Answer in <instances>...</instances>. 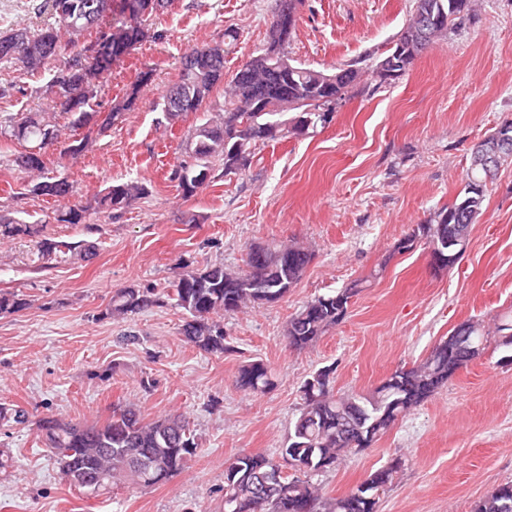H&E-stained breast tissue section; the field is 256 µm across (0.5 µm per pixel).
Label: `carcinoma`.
<instances>
[{
  "label": "carcinoma",
  "instance_id": "carcinoma-1",
  "mask_svg": "<svg viewBox=\"0 0 512 512\" xmlns=\"http://www.w3.org/2000/svg\"><path fill=\"white\" fill-rule=\"evenodd\" d=\"M122 2V12L128 13V18L115 29L103 27L112 0H43L40 9L54 19L50 26L40 30L16 27L0 33V63L31 74L59 63L44 93L51 96L53 108L68 117L74 130L112 126L136 104L141 88L153 81V70L146 68L123 101L104 115L94 109L100 79L114 61L144 39L161 37L158 32L149 33V21L171 5V0ZM289 2L291 13L277 11L272 17L268 48L250 57L227 81L224 56L235 48L234 31L226 30L224 40L194 46L183 54L178 77L162 97V111L169 119L201 110L210 104L213 89L224 85V104L216 110L218 119H208L194 128L185 139V159L173 168V179L184 197H193L206 186L213 161H222L226 175L246 169L254 146L285 138L295 130L316 127L321 112L334 109L336 102L358 83L359 70L349 66L336 68L340 77L329 83L327 73L288 57L301 0ZM412 2L410 18L392 46L400 50L396 60L401 62L399 69L404 74L425 50L445 36L449 26L471 22L476 11L475 0ZM62 14L70 16L71 26L60 24ZM2 135L33 143L9 159L11 166L30 178L29 193L57 201L72 196L73 186L68 180L44 177L46 152L61 138L56 123L37 114L11 115L0 118ZM500 135L497 130L473 148L465 185L454 201L402 237L397 247L409 251L423 239L428 247L440 249L431 263L434 271L453 267L460 253L444 245L443 240L448 238L450 227L459 237L469 236L481 214L486 197L485 152ZM145 193L146 187L136 181L111 184L100 205L109 214L119 213ZM55 220L87 224L88 209L66 205L58 210ZM39 233L38 224L0 215V241ZM82 246L87 251L92 249L89 244L45 238L38 241V254L49 261L60 252ZM311 258L312 253L297 243L253 246L247 253L246 268L235 270L214 264L202 270H186L177 275L164 295L135 284L119 288L101 317L123 319L171 300L184 314L180 335L197 349L222 356L236 351L224 331V314L279 301L301 281ZM357 288L359 284L353 283L301 306L284 328L286 349L300 352L340 323ZM29 306L23 294H0V314H18ZM454 332L453 343L440 340L421 363L391 373L367 395L336 394L333 366L312 373L303 383V407L286 445L278 450V458L241 453L224 462V496L228 497L225 512H378L379 492L392 484L397 466L368 475L363 484L372 486L371 490L358 487L336 498L323 497L313 477L335 469L349 453L371 447L486 349L488 336L481 322L464 321ZM236 386L253 395L265 394L274 386L273 374L263 362L252 360L241 367ZM25 419L26 411L20 407H0L3 427L22 424ZM39 430L46 447L54 449L52 456L61 478L72 485L76 478H83L96 488L97 497L118 484L148 488L167 482L187 467L199 448L185 415L167 414L147 421L133 402L113 405L112 414L100 426L63 423L47 416L39 420ZM285 464L293 474L279 476L276 487L266 490L261 476ZM472 512H512V482L497 486L476 502Z\"/></svg>",
  "mask_w": 512,
  "mask_h": 512
}]
</instances>
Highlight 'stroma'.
Returning <instances> with one entry per match:
<instances>
[{
	"label": "stroma",
	"mask_w": 512,
	"mask_h": 512,
	"mask_svg": "<svg viewBox=\"0 0 512 512\" xmlns=\"http://www.w3.org/2000/svg\"><path fill=\"white\" fill-rule=\"evenodd\" d=\"M40 0H0V32L50 23ZM475 19L449 31L395 82L371 71L405 25L412 0H304L288 47L291 58L331 71L350 65L361 80L329 124L257 144L249 166L225 175L215 164L208 186L184 198L170 174L182 142L204 113L168 119L158 102L193 46L238 34L224 60L232 73L265 48L276 0H172L146 39L113 63L98 100L122 99L144 68L154 80L118 123L93 135L75 158L48 153L49 175L67 178L73 202L90 206L113 181L147 192L119 217L91 213L89 226L59 224L54 199L25 193L27 177L9 165L23 151L0 137V214L43 227L56 241H84L92 256L41 260L34 239L0 242V292L27 295L30 307L0 317V404L29 412L0 435L11 468L0 474V512H222L224 463L247 453L276 454L302 406L301 386L335 366L338 393H368L400 367L419 364L459 323L495 330L512 319V165L489 186L481 215L453 269L435 272L425 244L395 245L463 187L472 148L512 117V0H479ZM49 73L18 78L0 65V84L25 91L0 99V115L41 112L34 95ZM297 241L312 260L279 302L226 315L235 352L217 357L185 342L180 309L166 304L124 319L103 318L113 289L165 290L179 260L193 267L241 269L255 244ZM359 283L345 318L305 351L285 349L291 314L315 296ZM489 343L433 397L368 449L317 476L325 495L356 489L376 469L399 468L379 512H472L479 499L512 480V365ZM260 359L275 388L253 396L235 380ZM150 388H143V381ZM138 404L145 419L189 417L200 449L173 480L147 489L127 484L85 497L59 476L38 429L52 415L104 423L113 404Z\"/></svg>",
	"instance_id": "stroma-1"
}]
</instances>
